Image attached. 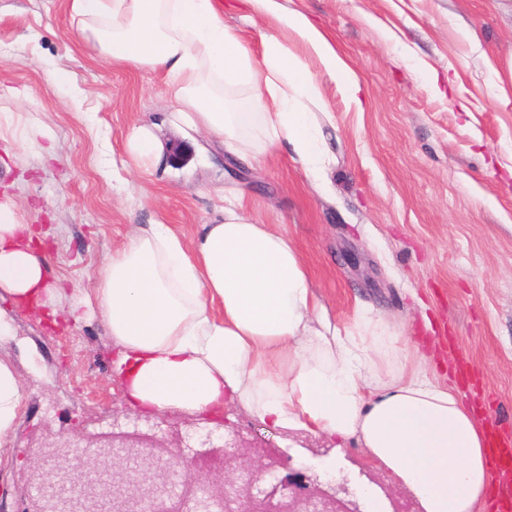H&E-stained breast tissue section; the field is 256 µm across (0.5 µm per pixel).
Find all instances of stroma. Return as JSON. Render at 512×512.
<instances>
[{
  "mask_svg": "<svg viewBox=\"0 0 512 512\" xmlns=\"http://www.w3.org/2000/svg\"><path fill=\"white\" fill-rule=\"evenodd\" d=\"M283 3L335 39L362 85L357 107L284 35L324 93L319 123L337 129L320 186L288 152L244 162L178 120L165 71L105 62L67 0H0V113L53 132L48 150L0 139V197L45 230L36 248L50 284L66 291L52 318L0 298V360L27 385L0 452V512H34L37 484L59 478L56 447H94L127 408L111 336L101 319L74 321L71 303L135 226L167 224L191 239L221 217L229 191L257 223L287 228L337 326L365 312L419 347L434 343L447 377L464 358L512 412V104L488 84L491 69L512 66V0ZM214 4L259 54L271 21L252 19L245 0ZM60 70L66 82H54ZM433 71L456 81L433 92ZM138 126L161 143V161H132L127 142ZM224 414L261 459L281 457L321 479L332 458L351 496L380 474L393 491L386 512L409 499L379 465L363 472L360 448L331 449L327 438L263 424L235 403Z\"/></svg>",
  "mask_w": 512,
  "mask_h": 512,
  "instance_id": "35a3bbf8",
  "label": "stroma"
}]
</instances>
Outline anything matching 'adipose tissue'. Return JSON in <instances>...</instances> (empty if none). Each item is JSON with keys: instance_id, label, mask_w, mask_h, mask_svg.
Instances as JSON below:
<instances>
[{"instance_id": "adipose-tissue-1", "label": "adipose tissue", "mask_w": 512, "mask_h": 512, "mask_svg": "<svg viewBox=\"0 0 512 512\" xmlns=\"http://www.w3.org/2000/svg\"><path fill=\"white\" fill-rule=\"evenodd\" d=\"M279 25L253 61L213 0H69L86 40L116 64L163 68L189 125L240 156L283 149L313 178L334 160L317 112L327 106L302 59L314 56L354 106L361 85L335 41L280 0H247ZM295 35L303 54L283 33ZM246 86L234 101L206 80ZM0 202V294L48 297V267ZM98 314L117 345L113 371L131 406L213 413L233 400L265 423L348 445L390 471L419 512H481L491 483L484 426L380 318L332 321L286 231L254 223L240 198L184 241L166 224L136 227L101 268L74 320ZM26 392L0 361V447Z\"/></svg>"}]
</instances>
